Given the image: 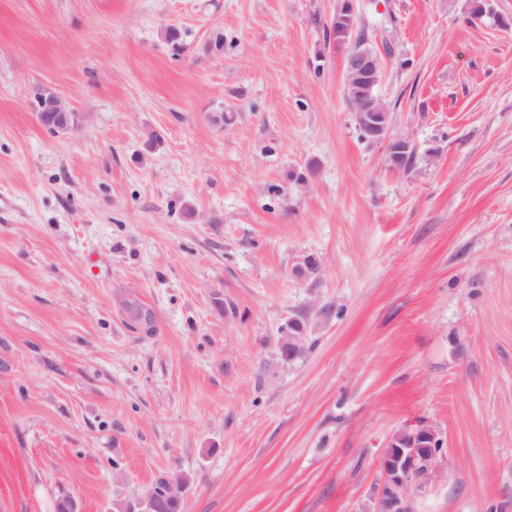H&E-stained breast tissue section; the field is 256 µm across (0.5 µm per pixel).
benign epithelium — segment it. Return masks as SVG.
<instances>
[{
    "mask_svg": "<svg viewBox=\"0 0 512 512\" xmlns=\"http://www.w3.org/2000/svg\"><path fill=\"white\" fill-rule=\"evenodd\" d=\"M337 42L354 34L358 28L354 0H344L334 16ZM382 70L381 58L356 50L346 54L344 60V86L348 100L355 105L353 118L356 126L370 131L377 142L387 140L379 131L376 113L367 105L368 91L375 75ZM38 112L48 115L55 133L66 135L74 129L73 111L68 102L52 92L40 96ZM308 339V325L298 322L297 328L288 330L278 338L279 350L292 356L303 355ZM440 445L436 430L426 424L397 431L384 450L380 469L382 479L376 487L378 512H414L413 491L422 488L436 465ZM190 486L188 476L176 478L166 474L156 478L144 495L114 504V512H157V491L169 498H183Z\"/></svg>",
    "mask_w": 512,
    "mask_h": 512,
    "instance_id": "benign-epithelium-1",
    "label": "benign epithelium"
}]
</instances>
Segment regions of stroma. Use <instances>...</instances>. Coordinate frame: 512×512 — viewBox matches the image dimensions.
Wrapping results in <instances>:
<instances>
[{"label":"stroma","mask_w":512,"mask_h":512,"mask_svg":"<svg viewBox=\"0 0 512 512\" xmlns=\"http://www.w3.org/2000/svg\"><path fill=\"white\" fill-rule=\"evenodd\" d=\"M339 3L0 0V512L176 469L181 512H376L420 422L415 512H512V0H356L406 171L355 125ZM38 112L48 115L51 121L50 129L56 134L66 135L74 129L70 104L52 92L40 96ZM304 322L297 321L296 329H288V331L281 333L278 338V347L281 353L288 351L292 356L300 357L303 355L308 339V325ZM440 444L436 430L426 424L403 428L392 436L380 461L378 512H414L413 491L429 480L441 451Z\"/></svg>","instance_id":"obj_1"}]
</instances>
